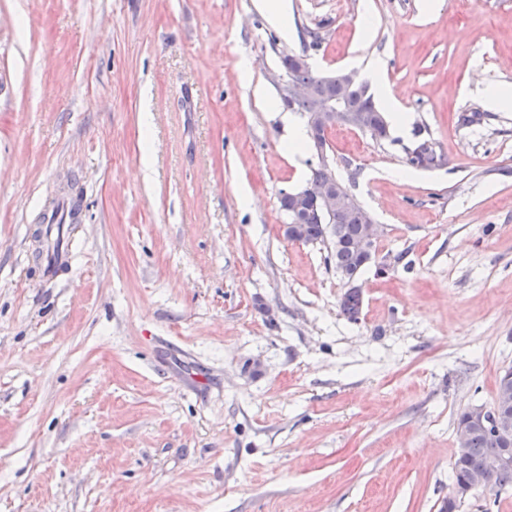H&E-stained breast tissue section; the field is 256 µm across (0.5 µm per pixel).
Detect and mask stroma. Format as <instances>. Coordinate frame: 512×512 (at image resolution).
Segmentation results:
<instances>
[{"instance_id": "obj_1", "label": "stroma", "mask_w": 512, "mask_h": 512, "mask_svg": "<svg viewBox=\"0 0 512 512\" xmlns=\"http://www.w3.org/2000/svg\"><path fill=\"white\" fill-rule=\"evenodd\" d=\"M424 4L288 0L286 40L254 0H0V512H440L512 366V0ZM291 52L381 60L405 116L328 134L401 258L355 321L283 230L319 165L265 105ZM417 126L443 166L405 171Z\"/></svg>"}]
</instances>
